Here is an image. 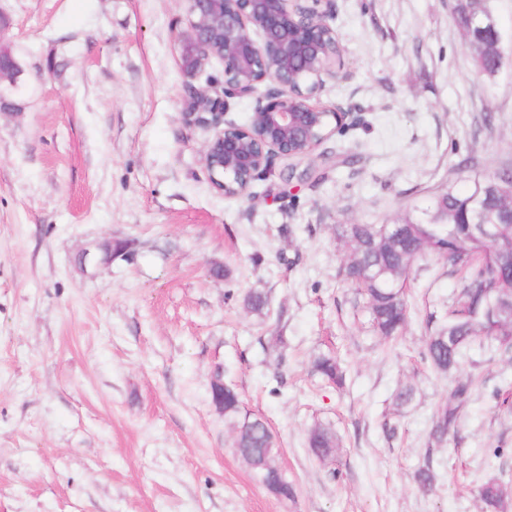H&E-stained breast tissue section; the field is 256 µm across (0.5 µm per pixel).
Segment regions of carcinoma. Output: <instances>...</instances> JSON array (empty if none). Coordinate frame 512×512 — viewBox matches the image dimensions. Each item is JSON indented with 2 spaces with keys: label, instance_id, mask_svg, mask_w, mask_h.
Here are the masks:
<instances>
[{
  "label": "carcinoma",
  "instance_id": "obj_1",
  "mask_svg": "<svg viewBox=\"0 0 512 512\" xmlns=\"http://www.w3.org/2000/svg\"><path fill=\"white\" fill-rule=\"evenodd\" d=\"M456 10L472 17L471 34L488 30V17L495 16L491 0H460ZM476 69L486 74L490 68L489 55L495 46L483 41L467 42ZM502 174L474 178L462 189L450 187L435 200L432 209L422 217L406 216L397 224L399 228L394 243H382L378 235L382 229L392 228L376 224H352L348 229L351 248L364 262L368 276L356 283L365 300L369 320L374 331L383 340L399 336L409 317L405 298L410 270L416 260L426 254H436L448 259V266L462 275V288L456 301L448 308L445 320L431 328L426 340L424 358L439 375H452L460 370L463 350L476 339L495 342L504 352H512V320L508 316L490 317V300L497 290L512 286V253L505 248L481 241L471 225L463 223L482 210V221L499 222L497 198L491 192ZM267 294L252 291L243 297V307L258 315L267 310ZM313 373L340 387L344 372L337 358L320 354L312 361ZM473 380L459 379L451 387L448 400L440 404L434 414L431 436L440 442L455 426L461 410L469 402ZM253 421L250 430L234 440V448H249L257 455L251 466L258 482L273 473L283 481L288 478L281 470L277 458L279 448L268 422L255 415L244 405L234 384L224 383V422L229 428ZM307 447L322 464L330 463L341 448V441L330 427L321 423L313 425L307 435ZM416 482L423 492L433 490L436 475L430 465L421 467ZM482 512H508L512 508V488L498 478H490L478 489Z\"/></svg>",
  "mask_w": 512,
  "mask_h": 512
}]
</instances>
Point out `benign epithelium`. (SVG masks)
<instances>
[{
	"instance_id": "obj_1",
	"label": "benign epithelium",
	"mask_w": 512,
	"mask_h": 512,
	"mask_svg": "<svg viewBox=\"0 0 512 512\" xmlns=\"http://www.w3.org/2000/svg\"><path fill=\"white\" fill-rule=\"evenodd\" d=\"M185 2L181 72L193 80L218 61L223 78L192 89L183 121L212 132L202 149L212 186L226 197H242L276 159L319 146L313 130L329 109L313 99L336 64L328 44L335 0ZM266 81L275 88L256 97L248 124L225 119L228 99L250 96Z\"/></svg>"
}]
</instances>
